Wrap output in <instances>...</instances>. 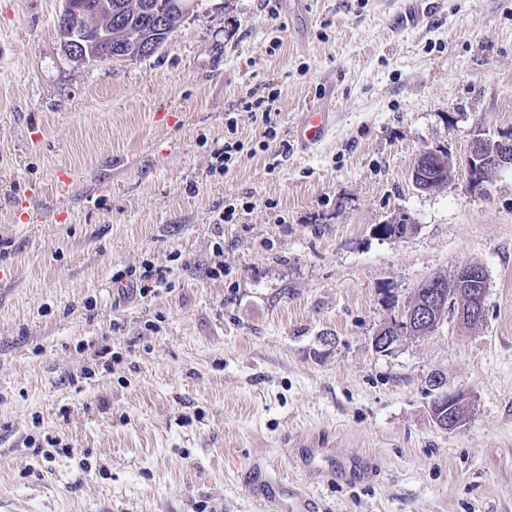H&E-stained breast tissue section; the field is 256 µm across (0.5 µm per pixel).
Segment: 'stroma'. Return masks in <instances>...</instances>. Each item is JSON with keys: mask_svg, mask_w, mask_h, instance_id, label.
<instances>
[{"mask_svg": "<svg viewBox=\"0 0 512 512\" xmlns=\"http://www.w3.org/2000/svg\"><path fill=\"white\" fill-rule=\"evenodd\" d=\"M62 7L0 0V512H260L267 480L277 512H512V171L465 170L512 135V0H198L104 63L63 51ZM250 91L278 96L265 151ZM311 106L333 126L301 152ZM429 150L452 167L425 192ZM469 263L480 325L374 349ZM145 264L166 284L114 288ZM488 141L476 142L473 149V152H478L488 151L490 148L488 152L471 153L465 161L469 183L473 187L477 184L483 186L492 183L504 170H512V141ZM428 152L429 151L420 154L414 161V166H412L411 169L412 183L421 190H429V185L433 179L431 175L434 176L431 190L442 186L448 181V155L441 151H435V153L430 156L429 164L432 170L430 175L428 168L424 166ZM425 181H427L426 186L424 185Z\"/></svg>", "mask_w": 512, "mask_h": 512, "instance_id": "obj_1", "label": "stroma"}]
</instances>
